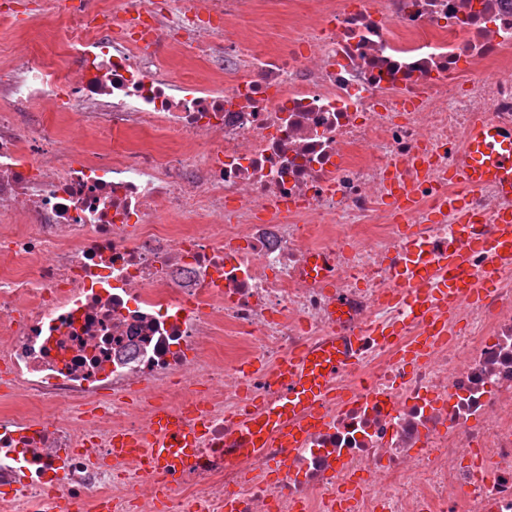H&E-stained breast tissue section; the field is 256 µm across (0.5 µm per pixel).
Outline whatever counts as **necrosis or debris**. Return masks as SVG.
<instances>
[{
  "instance_id": "necrosis-or-debris-1",
  "label": "necrosis or debris",
  "mask_w": 512,
  "mask_h": 512,
  "mask_svg": "<svg viewBox=\"0 0 512 512\" xmlns=\"http://www.w3.org/2000/svg\"><path fill=\"white\" fill-rule=\"evenodd\" d=\"M64 12L71 69L0 64V396L35 406L0 411L10 512L52 492L112 512H512V271L415 359L419 313L392 299L400 263L467 246L453 213L430 216L477 116L512 129V0L327 2L276 53L230 37L248 0ZM34 101L53 116L36 138ZM71 112L119 143L58 149ZM394 324L298 448L225 458L245 395L277 400L288 355ZM157 405L211 418L212 447L166 489L106 458Z\"/></svg>"
}]
</instances>
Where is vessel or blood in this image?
Segmentation results:
<instances>
[{"label": "vessel or blood", "instance_id": "b4317fda", "mask_svg": "<svg viewBox=\"0 0 512 512\" xmlns=\"http://www.w3.org/2000/svg\"><path fill=\"white\" fill-rule=\"evenodd\" d=\"M448 180L457 190L446 204L457 217V230L467 247L405 265L400 272L404 286L394 295L396 302L420 307L433 320L438 336L443 335V323L462 300H477L499 277L496 267L473 273L472 254L489 252L512 261V210L493 216L496 232L487 238L478 232L480 218L469 209L466 199L472 190L488 184L512 197V132L502 131L489 118L477 120L466 135L465 158L449 172ZM361 345L357 336L326 337L288 356L275 371L281 386L279 398L273 402L246 398L238 424V445L252 452L273 441L285 448L297 447L312 427L321 424L320 408L332 391L337 371L357 359ZM208 427L209 414L204 408L181 413L159 408L149 429L136 435L113 434L112 453L141 457L150 471L171 482L198 457Z\"/></svg>", "mask_w": 512, "mask_h": 512}]
</instances>
